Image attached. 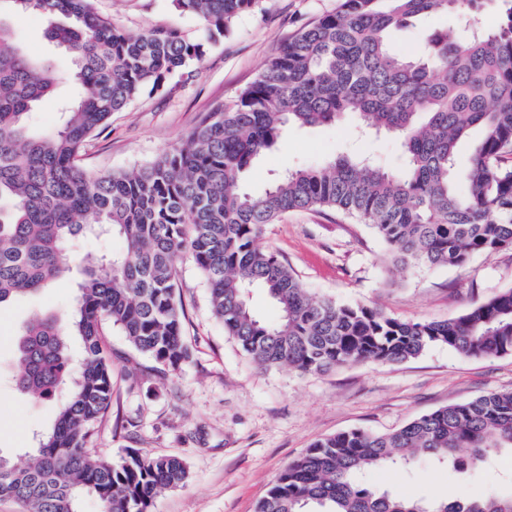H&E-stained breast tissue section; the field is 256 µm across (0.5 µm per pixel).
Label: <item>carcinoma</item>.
Wrapping results in <instances>:
<instances>
[{
  "instance_id": "1",
  "label": "carcinoma",
  "mask_w": 512,
  "mask_h": 512,
  "mask_svg": "<svg viewBox=\"0 0 512 512\" xmlns=\"http://www.w3.org/2000/svg\"><path fill=\"white\" fill-rule=\"evenodd\" d=\"M66 24L47 38L73 58L80 96L54 132H34L29 114L58 83L0 25V306L78 270L66 320L35 317L15 332V388L67 397L51 427L34 434L37 456L18 467L0 456V496L26 512H152L156 498L188 478L173 455L129 448L116 461L90 453L95 425L112 405V359L102 325L118 329L168 374L193 359L178 300L177 263L204 278L225 335L263 369L324 373L358 364H400L431 346L463 357L512 353V288L446 320H403L378 308L318 297L280 256L257 241L263 227L299 209H332L368 224L393 262L464 266L475 252L512 248V0H497L492 28L431 34L413 56L391 46L393 30L430 15H478L483 0H341L274 57L229 111L218 105L190 136L153 163L97 172L77 163L85 143L144 93L200 60L202 45L173 28L134 34L99 15L94 0H8ZM226 32L260 0H171ZM347 114L398 136L403 162L387 170L362 155L289 171L263 194L244 173L288 127L332 125ZM481 130L469 161L456 145ZM115 234L112 255L68 249L79 234ZM264 290L279 310L264 322L249 296ZM470 450L468 459L457 456ZM512 449V391H492L414 418L385 434L354 429L315 441L284 467L257 512H512V491L454 500L408 499L362 481L418 454L458 472Z\"/></svg>"
}]
</instances>
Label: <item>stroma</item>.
<instances>
[{"label":"stroma","instance_id":"stroma-1","mask_svg":"<svg viewBox=\"0 0 512 512\" xmlns=\"http://www.w3.org/2000/svg\"><path fill=\"white\" fill-rule=\"evenodd\" d=\"M340 0H262L218 39L196 16L171 0H94L98 13L129 32L178 28L204 55L191 72L169 79L163 93L146 95L113 113L90 138L80 163L92 170H130L154 162L183 141L216 105L231 106L294 36L336 11ZM30 56L50 64L60 81L30 114L35 131L59 128L62 99L73 96L72 58L49 41L47 18L22 12L0 16ZM462 16H438L395 31L394 48L417 50L432 31H459ZM358 153L393 170L402 162L395 136H358L354 118L340 124L291 128L278 147L246 174L245 186L262 194L285 173ZM260 246L278 252L318 296L375 306L402 319L445 320L501 290L512 288V248L474 254L462 267L402 272L369 225L329 210L296 211L266 225ZM191 363L159 378L155 364L112 327L103 343L112 356V408L98 424L92 453L116 460L125 449L181 457L188 480L155 500L153 512H256L280 471L314 441L350 429L385 433L413 418L492 390H512V354L465 358L433 346L401 364L344 366L301 375L251 364L211 315L206 283L189 258L178 263ZM79 274L0 308V455L17 465L35 453L33 431L48 427L65 398L35 400L15 390L13 333L37 314H66ZM377 487L424 499L480 497L512 485V451L478 472L445 464L389 465L371 474Z\"/></svg>","mask_w":512,"mask_h":512}]
</instances>
